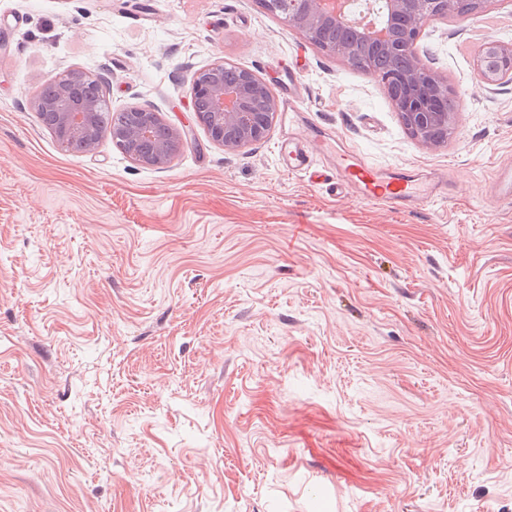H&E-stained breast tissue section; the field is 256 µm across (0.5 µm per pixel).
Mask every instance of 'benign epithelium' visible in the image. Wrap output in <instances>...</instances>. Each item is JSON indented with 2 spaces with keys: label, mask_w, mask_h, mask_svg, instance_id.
Masks as SVG:
<instances>
[{
  "label": "benign epithelium",
  "mask_w": 512,
  "mask_h": 512,
  "mask_svg": "<svg viewBox=\"0 0 512 512\" xmlns=\"http://www.w3.org/2000/svg\"><path fill=\"white\" fill-rule=\"evenodd\" d=\"M495 2L471 0L469 12L460 14L457 0H379L373 19L368 20L347 13L348 0H271L287 13L288 26L311 43L324 27L340 30V39L328 54L350 66L371 70L376 55L404 59L400 71L377 72L375 76L384 86L395 88L390 97L393 109L408 135L427 149L448 143L456 131V116L441 108L450 90L448 80L425 63L415 45L432 21L478 18ZM223 68L221 60L196 72L191 94L198 123L224 151L234 153L267 138L276 122L278 101L270 85L247 69L241 70L238 87H225L223 79L212 77ZM475 75L482 88L512 82V42L485 41L476 58ZM88 76L79 68H70L49 78L52 96H36L31 108L39 118L50 119L52 131L61 141L92 153L101 139L93 117L103 107V99L92 90H81ZM112 142L135 164L161 169L186 145L187 136L165 123L155 109L139 106L112 129Z\"/></svg>",
  "instance_id": "7a95c632"
}]
</instances>
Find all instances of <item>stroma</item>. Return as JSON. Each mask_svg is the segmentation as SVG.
<instances>
[{"label": "stroma", "mask_w": 512, "mask_h": 512, "mask_svg": "<svg viewBox=\"0 0 512 512\" xmlns=\"http://www.w3.org/2000/svg\"><path fill=\"white\" fill-rule=\"evenodd\" d=\"M512 0L417 53L457 131L412 140L377 79L257 0H0V512H512V83L474 61ZM224 59L383 170L396 209L225 152L191 76ZM187 130L161 170L63 150L29 101L66 68Z\"/></svg>", "instance_id": "stroma-1"}]
</instances>
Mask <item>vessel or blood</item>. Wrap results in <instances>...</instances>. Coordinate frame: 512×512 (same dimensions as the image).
Here are the masks:
<instances>
[{"label": "vessel or blood", "mask_w": 512, "mask_h": 512, "mask_svg": "<svg viewBox=\"0 0 512 512\" xmlns=\"http://www.w3.org/2000/svg\"><path fill=\"white\" fill-rule=\"evenodd\" d=\"M326 142V134L305 124L291 126L280 148L285 167L292 171L309 169L310 141ZM340 185L352 188L362 198L404 204L426 199L436 193V185H420L412 177L398 173L383 174L368 166L363 158L349 151L336 153L334 159Z\"/></svg>", "instance_id": "b4317fda"}]
</instances>
